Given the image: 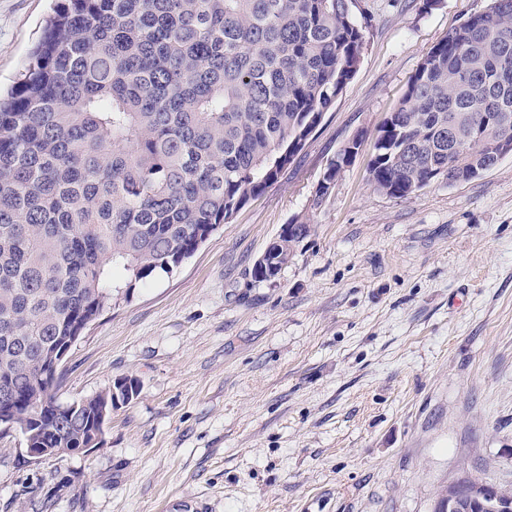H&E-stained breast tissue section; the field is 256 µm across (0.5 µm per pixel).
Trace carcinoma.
I'll return each mask as SVG.
<instances>
[{"label": "carcinoma", "mask_w": 512, "mask_h": 512, "mask_svg": "<svg viewBox=\"0 0 512 512\" xmlns=\"http://www.w3.org/2000/svg\"><path fill=\"white\" fill-rule=\"evenodd\" d=\"M357 0H59L0 96V414L85 448L99 392L59 400L48 354L170 274L292 162L357 72ZM512 154V0L426 53L378 129L368 181L407 198ZM353 158L337 152L318 194ZM310 232L278 235L257 282Z\"/></svg>", "instance_id": "obj_1"}]
</instances>
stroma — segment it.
Segmentation results:
<instances>
[{
    "mask_svg": "<svg viewBox=\"0 0 512 512\" xmlns=\"http://www.w3.org/2000/svg\"><path fill=\"white\" fill-rule=\"evenodd\" d=\"M384 6L358 71L260 197L172 275L105 307L63 363L61 401L120 377L103 447L31 460L0 436V512H432L449 483L512 491V155L406 199L368 182L374 137L425 54L487 0ZM51 0H0V87ZM310 224L274 281L251 278L281 227ZM355 157L356 155L354 157H347L346 150L343 152L339 150L336 153V157L331 159L327 164V167L323 172L322 181L319 182L317 194H320V197L327 195L330 188H334L336 178L340 174L341 169H343L345 166H349Z\"/></svg>",
    "mask_w": 512,
    "mask_h": 512,
    "instance_id": "1",
    "label": "stroma"
}]
</instances>
